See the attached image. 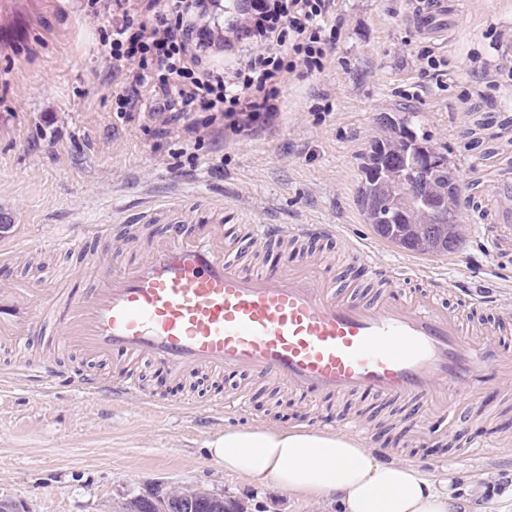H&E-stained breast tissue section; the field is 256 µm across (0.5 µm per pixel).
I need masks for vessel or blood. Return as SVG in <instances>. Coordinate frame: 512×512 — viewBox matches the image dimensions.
I'll return each mask as SVG.
<instances>
[{
  "label": "vessel or blood",
  "mask_w": 512,
  "mask_h": 512,
  "mask_svg": "<svg viewBox=\"0 0 512 512\" xmlns=\"http://www.w3.org/2000/svg\"><path fill=\"white\" fill-rule=\"evenodd\" d=\"M455 11L456 0H420L409 22L438 40ZM482 221L494 226L496 249L512 247V216L487 208ZM105 231L102 224H65L52 244L80 253L83 235ZM94 274L89 289L43 286L32 305L1 280L0 337L25 343L50 322L60 346L88 359L144 356L175 381L205 367L269 373L311 399L363 395L408 403L437 381L447 383L453 399L475 393L492 369L512 384L511 348L495 337L475 343L458 310L423 292H401L393 270L374 272L385 290L381 301L341 297L310 271L286 268L270 277L242 269L225 254L220 224L191 225L119 268L95 266ZM36 382L88 394H147L122 373L105 384L49 366Z\"/></svg>",
  "instance_id": "1"
}]
</instances>
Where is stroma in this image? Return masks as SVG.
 Masks as SVG:
<instances>
[{
  "label": "stroma",
  "mask_w": 512,
  "mask_h": 512,
  "mask_svg": "<svg viewBox=\"0 0 512 512\" xmlns=\"http://www.w3.org/2000/svg\"><path fill=\"white\" fill-rule=\"evenodd\" d=\"M87 8V0H0V215L10 226L0 248L14 278L63 288L87 279L80 256L48 247L57 224L106 225L86 239L104 265L143 253L168 231L220 224L261 272L300 255L335 276L342 294L365 291L384 266L402 271L403 288L451 308L472 280L490 282L493 304L475 319L512 336V251L493 252L479 216L460 217L463 241L453 253L419 256L380 239L355 203L360 156L382 136L387 113L418 119L447 151L460 191L494 195L512 169V0H460L444 40L413 31V0H336L344 30L330 67L288 82L272 124L210 133L192 168L180 137H152L163 114L118 120L121 78L100 54L103 24ZM424 52L440 59L442 75L422 71ZM254 224L318 231L281 240L252 233ZM137 369L157 405L42 391L13 343L0 341V498L24 512H124L126 500L160 482L223 495L246 512H340L333 501L226 473L207 446L228 426L320 431L344 416L361 425L366 444L392 449L393 460L471 488L463 512H512V387L494 378L458 401L450 435L431 436V398L305 407L266 373L177 385L149 359ZM220 390L249 395L250 416L211 407Z\"/></svg>",
  "instance_id": "35a3bbf8"
}]
</instances>
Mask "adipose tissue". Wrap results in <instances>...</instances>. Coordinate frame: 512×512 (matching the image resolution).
Here are the masks:
<instances>
[{"mask_svg":"<svg viewBox=\"0 0 512 512\" xmlns=\"http://www.w3.org/2000/svg\"><path fill=\"white\" fill-rule=\"evenodd\" d=\"M209 449L225 472L336 500L342 512H453L460 500L458 489L435 482L420 465L382 460L342 430L228 426Z\"/></svg>","mask_w":512,"mask_h":512,"instance_id":"1","label":"adipose tissue"}]
</instances>
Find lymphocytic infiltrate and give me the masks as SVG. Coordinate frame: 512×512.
<instances>
[{"mask_svg":"<svg viewBox=\"0 0 512 512\" xmlns=\"http://www.w3.org/2000/svg\"><path fill=\"white\" fill-rule=\"evenodd\" d=\"M242 3L218 33L221 0H89L112 19L101 52L122 78L117 116L161 112L155 137L175 130L198 143L218 121L239 132L283 111L281 86L322 73L341 38L336 0Z\"/></svg>","mask_w":512,"mask_h":512,"instance_id":"f902f5d3","label":"lymphocytic infiltrate"}]
</instances>
